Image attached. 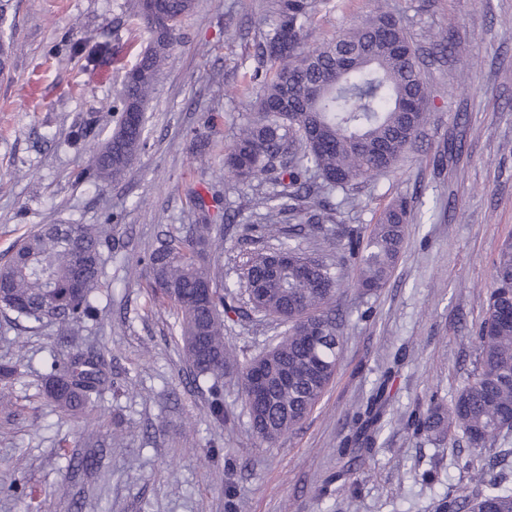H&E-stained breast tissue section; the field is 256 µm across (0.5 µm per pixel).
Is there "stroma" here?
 <instances>
[{
  "label": "stroma",
  "instance_id": "35a3bbf8",
  "mask_svg": "<svg viewBox=\"0 0 512 512\" xmlns=\"http://www.w3.org/2000/svg\"><path fill=\"white\" fill-rule=\"evenodd\" d=\"M276 3L197 0L147 106L145 150L126 178L95 185L80 174L111 133L115 92L150 34L125 0H9L0 25V40L15 45L0 74V265L44 224H109L127 248L108 260L100 311L77 336L0 311V364L17 368L0 380V512H228L231 501L238 512H433L446 487L469 484L464 440L433 444L399 418L427 393L452 400L472 373L492 262L512 240V0H318L312 44L380 8L400 19L432 97L397 173L360 183L352 203L331 197L343 205L341 231L375 223L402 197L415 218L385 288L370 297L338 291L336 373L293 433L261 444L231 378L224 409L234 419L213 421L207 386L176 344L175 315L140 286L158 232L189 223L195 194H219L214 223L235 218L217 250L225 277L240 250L259 245L247 228L255 192L222 167L225 144L254 117L243 88ZM445 33L457 47L441 53L433 43ZM64 39L108 44L111 55L94 66L57 61ZM78 126L87 135L76 143ZM195 135L209 142L201 161L190 152ZM275 335L250 314L224 327L226 344L250 355ZM76 352L102 356L112 377L101 412L84 419L44 393L52 358ZM397 353L375 448L339 458L354 411ZM428 470L439 483H422ZM326 483L333 494L319 497Z\"/></svg>",
  "mask_w": 512,
  "mask_h": 512
}]
</instances>
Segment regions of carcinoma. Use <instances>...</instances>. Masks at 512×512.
<instances>
[{"mask_svg": "<svg viewBox=\"0 0 512 512\" xmlns=\"http://www.w3.org/2000/svg\"><path fill=\"white\" fill-rule=\"evenodd\" d=\"M130 15L151 38L129 69L113 100L118 113L111 135L99 143L84 172L86 180L121 179L145 148V111L163 66L179 43L183 18L196 0H128ZM315 0H279L274 28L255 44L258 66L250 77L249 101L255 118L224 148V176L243 185L264 184L256 200V219L271 224L278 245L240 251L237 279L224 280L223 266L210 252L224 241V225L211 223L202 196L193 198L194 220L169 224L158 246L145 258L146 287L153 301L178 316V332L195 380L211 382L210 412L224 416L223 378L237 380L250 427L273 445L306 419L331 383L343 345L336 320V293L344 274L329 254L302 247L312 237L331 250L354 256L351 287L375 295L386 285L400 257L406 224L413 220L408 201L385 209L377 221L350 230L345 240L327 233L336 223L334 191L351 196L367 178L395 173L406 149L427 119L428 88L418 49L400 21L382 11L320 44L304 41ZM71 57L94 62L108 46L65 45ZM413 98L418 112L400 104ZM139 113L132 125L128 113ZM288 228H278L281 217ZM119 255L125 245L109 224H45L24 237L11 259L0 265V309L34 323L50 321L72 331L97 316L98 294L107 280L103 248ZM279 254L288 266L273 270ZM208 283L212 299L201 305L197 288ZM284 327L275 342L255 356L242 357L224 343V317L240 314L239 302ZM485 316L473 336L476 367L451 404L431 393L412 408L406 426L415 435L442 442L460 437L472 449L464 467L477 470L478 485L450 486L434 512H512V485L480 465L488 444L512 433V242L499 248ZM400 365L393 359L357 413L352 433L339 453L353 458L373 449L382 429L385 385ZM268 380L266 400H251L255 371ZM105 385L100 357L75 354L54 359L47 393L63 411L84 415Z\"/></svg>", "mask_w": 512, "mask_h": 512, "instance_id": "carcinoma-1", "label": "carcinoma"}]
</instances>
